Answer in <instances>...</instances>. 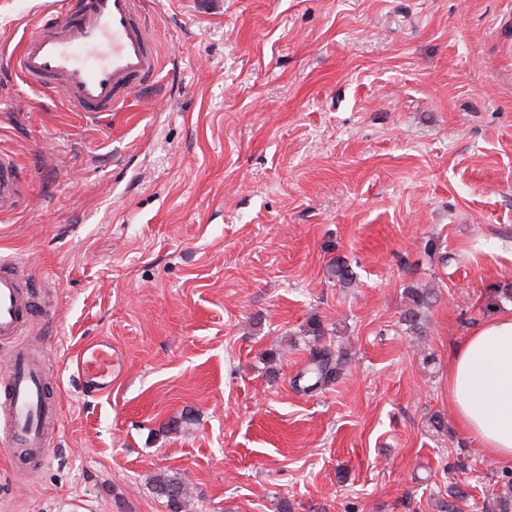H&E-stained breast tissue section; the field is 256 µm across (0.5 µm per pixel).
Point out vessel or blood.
Listing matches in <instances>:
<instances>
[{"label": "vessel or blood", "instance_id": "obj_1", "mask_svg": "<svg viewBox=\"0 0 512 512\" xmlns=\"http://www.w3.org/2000/svg\"><path fill=\"white\" fill-rule=\"evenodd\" d=\"M6 61L23 80L62 96L74 111L100 119L122 108L131 91L158 70V55L137 17L136 0H55ZM16 186L17 167L1 155V216L14 211ZM19 265L17 259L0 256V340L15 344L0 368V446L16 455L45 445L39 413L49 384L42 358L17 342L35 322L15 272ZM114 361L111 343L100 340L82 347L75 366L85 382L104 391L112 386Z\"/></svg>", "mask_w": 512, "mask_h": 512}]
</instances>
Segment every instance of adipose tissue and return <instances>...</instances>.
Instances as JSON below:
<instances>
[{
  "instance_id": "adipose-tissue-1",
  "label": "adipose tissue",
  "mask_w": 512,
  "mask_h": 512,
  "mask_svg": "<svg viewBox=\"0 0 512 512\" xmlns=\"http://www.w3.org/2000/svg\"><path fill=\"white\" fill-rule=\"evenodd\" d=\"M448 399L486 456L512 462V315L479 325L448 359Z\"/></svg>"
}]
</instances>
